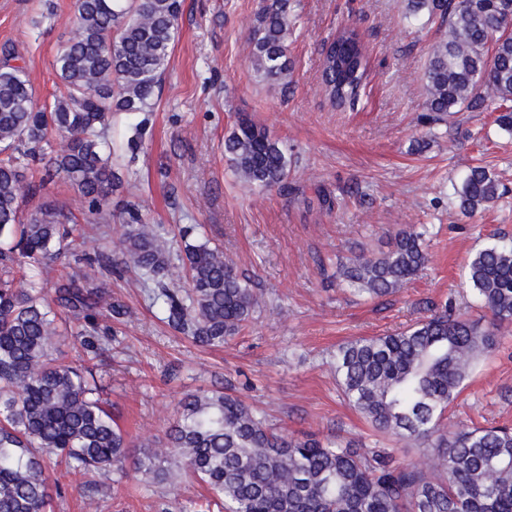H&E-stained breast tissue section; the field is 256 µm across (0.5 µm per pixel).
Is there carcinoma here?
<instances>
[{
	"mask_svg": "<svg viewBox=\"0 0 512 512\" xmlns=\"http://www.w3.org/2000/svg\"><path fill=\"white\" fill-rule=\"evenodd\" d=\"M512 0H407L406 16L437 27L425 70L424 124L496 105L494 123L512 136V35L499 32ZM182 0H75V34L54 60L60 94L38 102L26 69L0 61V512H46L63 494L55 470L85 478L117 468L157 484L183 471L224 501V512H512V429L449 426L444 414L479 359L512 326V241L477 250L466 280L489 314L487 323L448 304L406 330L349 340L335 372L349 404L377 432L430 449L411 464L386 451L315 435L285 438L264 415L223 391H199L180 403L166 447L132 449L100 396L88 362L112 355L105 310L131 315L93 282L89 269L137 268L153 284L149 298L163 320L203 347H220L251 320L261 295L224 250L184 231L182 263L169 241L131 205L125 232L105 253L100 238L71 223L66 205L42 203L20 218L22 198L56 178L88 204L95 224L112 223L109 200L121 179L112 169L107 132L114 112L153 111L156 91L178 36ZM291 0H263L249 38V63L260 82L290 83ZM369 61L355 29L341 27L322 53L324 91L335 108H353ZM60 138L57 148L51 141ZM234 174L250 190L283 185L291 160L283 143L245 117L224 138ZM44 163L37 185L29 161ZM498 178L472 166L456 190L460 213L498 201ZM427 229L402 227L387 249L342 265L343 282L361 295L398 292L429 262ZM45 297L40 275L68 254ZM73 325L78 360L52 351Z\"/></svg>",
	"mask_w": 512,
	"mask_h": 512,
	"instance_id": "carcinoma-1",
	"label": "carcinoma"
}]
</instances>
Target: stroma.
<instances>
[{
    "instance_id": "obj_1",
    "label": "stroma",
    "mask_w": 512,
    "mask_h": 512,
    "mask_svg": "<svg viewBox=\"0 0 512 512\" xmlns=\"http://www.w3.org/2000/svg\"><path fill=\"white\" fill-rule=\"evenodd\" d=\"M259 4L183 0L144 151L124 148L137 116H112L125 189L111 202L116 213L137 204L145 222L172 237L196 228L223 247L263 303L235 338L202 348L160 321L138 272L104 277L132 314L118 324L112 356L95 366V377L137 445L164 443L186 395L226 389L284 434L335 437L417 461L421 447L378 435L344 399L336 350L354 338L403 331L450 298L470 317L484 316L465 265L494 239L512 238V136L488 110L420 124L436 34L406 19L404 0H293L292 80L257 83L247 43ZM72 15L73 0H0V57L15 53L40 98L58 90L52 63L75 31ZM343 24L359 32L372 73L357 109L337 112L322 94L320 59L323 41ZM242 116L287 145L285 188L251 193L236 179L224 139ZM477 164L497 175L503 195L465 216L454 189ZM413 224L430 228L426 268L395 294L353 295L339 263L383 249L390 234ZM448 414L470 427H512V334L477 363ZM61 481L65 493L49 512H192L208 495L186 477L174 486L111 481L90 500L69 476Z\"/></svg>"
}]
</instances>
